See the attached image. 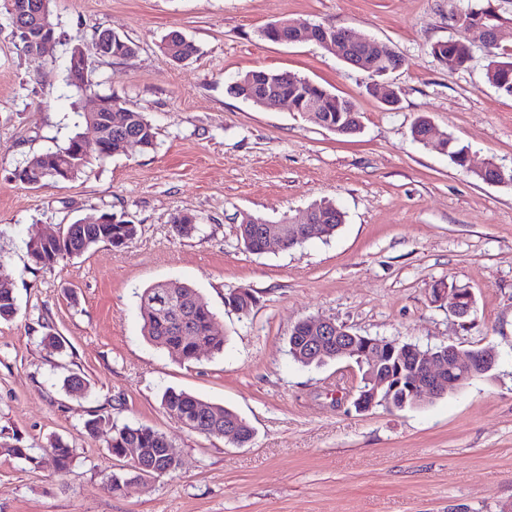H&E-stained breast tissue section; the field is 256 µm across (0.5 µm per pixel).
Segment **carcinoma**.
<instances>
[{
	"label": "carcinoma",
	"mask_w": 512,
	"mask_h": 512,
	"mask_svg": "<svg viewBox=\"0 0 512 512\" xmlns=\"http://www.w3.org/2000/svg\"><path fill=\"white\" fill-rule=\"evenodd\" d=\"M453 19L462 36L455 40L437 42L432 46V54L450 69L464 66L472 57L475 46L471 31L475 28L489 27L503 22V19L492 9H472L465 12L451 11ZM164 52L174 61L188 59L194 52V45L185 40L178 32L173 31L163 44ZM486 80L502 93L512 96V75L506 76L504 71H486ZM275 84L278 92L292 98L295 111L302 112L314 123L339 128L338 134L352 135L357 132L355 121L350 115L360 117L355 103L346 97L331 93L311 81L290 73H273L263 70L248 71L239 76L233 86L235 95L246 101H253L255 85L261 80ZM104 111H116L121 114L122 130L139 137L142 150L151 151L157 145V132L151 121L141 112L131 111L120 105L119 99L113 95L104 96ZM80 134H74L68 143L59 149L48 150L28 158L24 165L16 170L15 176L23 183L38 171L51 167L69 166L72 178H77L91 165L76 161L75 148ZM433 148L448 153L451 161L461 170H467L465 158L469 146L460 145L451 137H444ZM309 219L313 223L327 225L326 236L335 235L343 223V213L330 200H321L311 206ZM138 233L135 224H68L63 236L42 240L38 235L30 236L27 243L28 253L33 261L43 267L52 266L60 260L81 254L93 246L109 244L122 247L135 239ZM174 305L187 306L184 319L178 321L168 316L161 317L155 313L151 304L162 288H147L140 296V313L143 321V336L158 347L167 351L172 357L193 362L208 354L223 352L226 337L214 332L215 313L210 309L202 295L192 286L179 282L167 283ZM230 301L238 302L236 311L249 313L255 303L254 295L247 289L242 294L231 293ZM18 311L17 297L11 282L0 281V320H12ZM161 405L182 414L186 427L198 433L213 436L215 432H224V425L231 424L240 437L239 445L247 444L252 427L237 412L213 405L185 391L167 389L161 397ZM112 454L119 456L129 448H146L156 454L163 474L175 470L174 462L178 460L175 444L165 434L150 427L123 424L112 425V436L108 440ZM57 470L66 473L73 461V449L63 443L51 447Z\"/></svg>",
	"instance_id": "obj_1"
}]
</instances>
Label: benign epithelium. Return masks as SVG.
I'll return each instance as SVG.
<instances>
[{
	"label": "benign epithelium",
	"instance_id": "benign-epithelium-1",
	"mask_svg": "<svg viewBox=\"0 0 512 512\" xmlns=\"http://www.w3.org/2000/svg\"><path fill=\"white\" fill-rule=\"evenodd\" d=\"M8 8L14 25L29 34L30 53L41 54L55 42L53 33L49 32L51 26L47 21L45 0H9ZM285 27L289 31L282 38L284 42L297 41L305 36L329 47L334 43L341 44L338 40L341 29L333 26L326 28L314 25L304 33L290 23L285 24ZM89 127L96 131L95 151H90L85 139L78 140L79 155L86 159L103 155L98 125L92 121ZM324 229L325 225L308 220L296 222L290 219L286 224L266 222L260 226L261 251L283 248L287 235L303 242L315 233H323ZM460 294L461 291L456 288L436 290L437 302L447 305L455 317L465 319L473 310L474 296L469 292L462 298ZM464 300L468 304H462ZM291 336L292 342L306 344L319 355L324 353L323 343L332 339L336 341V357L342 358L353 353L369 358L374 376L370 379V386L360 389L353 401L358 412H367L380 403L386 404L393 396L414 406L419 405L465 386L496 363V355L489 349L473 350L463 355L453 345L436 352H424L408 343L398 349L389 346L384 350L382 342L354 333L347 325L332 319H302L294 325ZM126 455L140 462L136 480L154 479L160 472L156 460L145 456L143 449L130 448Z\"/></svg>",
	"mask_w": 512,
	"mask_h": 512
}]
</instances>
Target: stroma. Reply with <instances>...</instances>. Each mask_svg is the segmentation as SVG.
<instances>
[{"label": "stroma", "instance_id": "stroma-1", "mask_svg": "<svg viewBox=\"0 0 512 512\" xmlns=\"http://www.w3.org/2000/svg\"><path fill=\"white\" fill-rule=\"evenodd\" d=\"M491 6L512 20V0H53L58 38L26 52L0 13V276L18 313L0 322V512H503L512 506V184L461 172L447 153L415 143L427 117L468 145L473 164L512 168V96L487 83L474 48L451 70L431 53L460 37L450 9ZM332 24L388 43L403 66L381 77L347 65L317 42H271L269 23ZM109 29L132 55L92 58L101 94L144 113L157 146L96 161L78 178L37 187L16 169L29 157L90 136L88 100L67 81L72 47ZM180 32L194 47L176 62L161 45ZM291 72L351 98L362 128L344 137L289 105L264 109L232 87L250 70ZM388 87L396 104L373 95ZM333 201L344 222L290 250L253 254L237 229L249 216L277 224ZM111 212L136 224L121 248L98 245L53 267L35 265L32 232ZM194 215L179 236L172 218ZM179 280L196 288L226 336L223 353L172 359L143 336L139 295ZM444 282L470 290L468 320L434 303ZM250 290L249 314L224 304ZM332 319L364 336L430 349H492L491 375L422 405L356 411L353 360L303 367L288 337L303 318ZM57 336L50 350L46 336ZM88 383L68 395L64 377ZM235 410L255 431L237 446L192 431L161 406L166 389ZM110 414L88 433L85 423ZM143 425L175 443L179 467L113 491L120 471L112 424ZM74 450L68 473L49 448Z\"/></svg>", "mask_w": 512, "mask_h": 512}]
</instances>
